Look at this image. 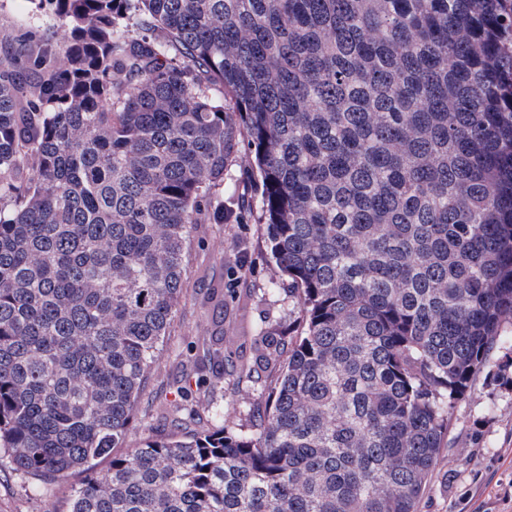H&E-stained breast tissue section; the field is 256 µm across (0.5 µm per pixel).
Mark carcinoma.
<instances>
[{
	"instance_id": "carcinoma-1",
	"label": "carcinoma",
	"mask_w": 512,
	"mask_h": 512,
	"mask_svg": "<svg viewBox=\"0 0 512 512\" xmlns=\"http://www.w3.org/2000/svg\"><path fill=\"white\" fill-rule=\"evenodd\" d=\"M0 53V452L68 512H417L512 324V0H33ZM247 151L300 314L252 431L110 468ZM224 319L203 357L224 355ZM31 0H0V41H12L15 49H20L30 31L49 42L61 41L64 28L50 10L41 14L35 12Z\"/></svg>"
}]
</instances>
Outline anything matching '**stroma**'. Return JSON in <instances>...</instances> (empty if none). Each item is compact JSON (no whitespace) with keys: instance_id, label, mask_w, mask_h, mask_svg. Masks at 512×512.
Returning a JSON list of instances; mask_svg holds the SVG:
<instances>
[{"instance_id":"stroma-1","label":"stroma","mask_w":512,"mask_h":512,"mask_svg":"<svg viewBox=\"0 0 512 512\" xmlns=\"http://www.w3.org/2000/svg\"><path fill=\"white\" fill-rule=\"evenodd\" d=\"M62 40L64 29L52 12H36L31 0H0V41L21 46L30 32ZM224 207L244 212L241 223L193 225L186 252L187 275L180 303L161 354L138 399L118 449L126 454L146 441L211 428L214 409L231 425L247 424L266 381L247 376L252 363L245 336L272 325L287 329L299 317L288 280L273 260L265 225L257 216L260 189L239 155L224 179ZM224 291V375L214 377L195 363L211 330L212 289ZM87 479L77 470L36 495L10 459L0 454V512H66L73 491ZM418 512H512V341L497 344L490 371L481 373L451 416L448 443L428 483Z\"/></svg>"}]
</instances>
